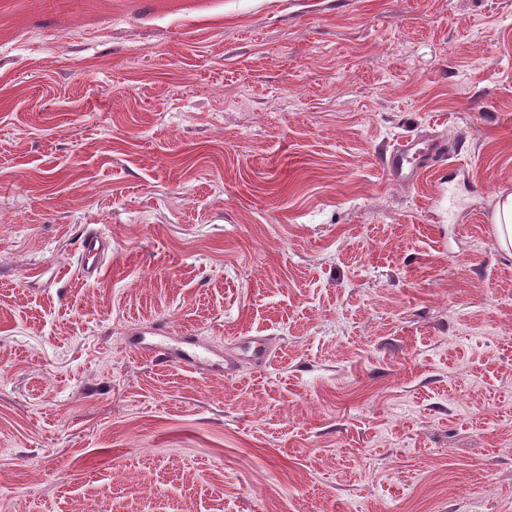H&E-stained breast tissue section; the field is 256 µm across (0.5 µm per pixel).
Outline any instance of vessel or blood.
Returning <instances> with one entry per match:
<instances>
[{"mask_svg":"<svg viewBox=\"0 0 512 512\" xmlns=\"http://www.w3.org/2000/svg\"><path fill=\"white\" fill-rule=\"evenodd\" d=\"M446 156L443 141L432 137L407 140L384 150L381 161L391 181L410 184L417 182L427 170L439 166ZM79 250L83 275L88 278L96 276L109 250L108 241L101 234L91 231L82 238Z\"/></svg>","mask_w":512,"mask_h":512,"instance_id":"b4317fda","label":"vessel or blood"}]
</instances>
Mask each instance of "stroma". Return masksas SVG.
<instances>
[{"label": "stroma", "instance_id": "1", "mask_svg": "<svg viewBox=\"0 0 512 512\" xmlns=\"http://www.w3.org/2000/svg\"><path fill=\"white\" fill-rule=\"evenodd\" d=\"M509 192L512 0H0V512H512ZM444 143L439 138L406 140L385 149L381 161L389 179L397 184L415 183L427 170L439 166L447 158ZM495 232L503 250L512 248V193L503 195L496 205ZM79 250L82 274L86 278L96 276L109 250V242L101 234L91 231L82 238Z\"/></svg>", "mask_w": 512, "mask_h": 512}]
</instances>
